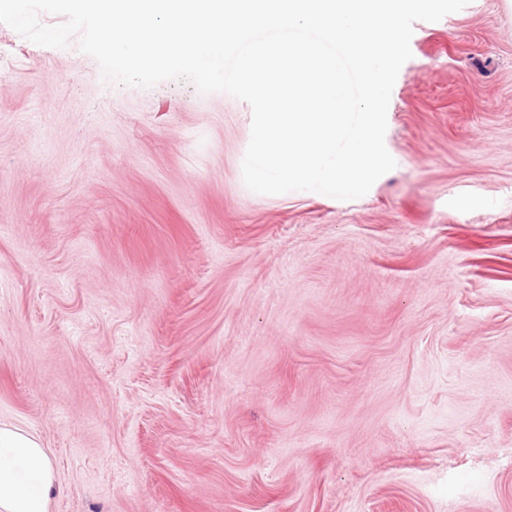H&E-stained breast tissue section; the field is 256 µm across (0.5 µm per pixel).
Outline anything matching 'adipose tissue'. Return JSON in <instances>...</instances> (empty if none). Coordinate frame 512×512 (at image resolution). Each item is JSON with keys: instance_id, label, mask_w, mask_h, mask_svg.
<instances>
[{"instance_id": "1", "label": "adipose tissue", "mask_w": 512, "mask_h": 512, "mask_svg": "<svg viewBox=\"0 0 512 512\" xmlns=\"http://www.w3.org/2000/svg\"><path fill=\"white\" fill-rule=\"evenodd\" d=\"M57 490L56 468L40 439L0 422V512H49Z\"/></svg>"}]
</instances>
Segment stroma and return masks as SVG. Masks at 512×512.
<instances>
[{
    "mask_svg": "<svg viewBox=\"0 0 512 512\" xmlns=\"http://www.w3.org/2000/svg\"><path fill=\"white\" fill-rule=\"evenodd\" d=\"M410 48L340 201L245 185L248 103L0 24V420L49 512H512V10Z\"/></svg>",
    "mask_w": 512,
    "mask_h": 512,
    "instance_id": "1",
    "label": "stroma"
}]
</instances>
